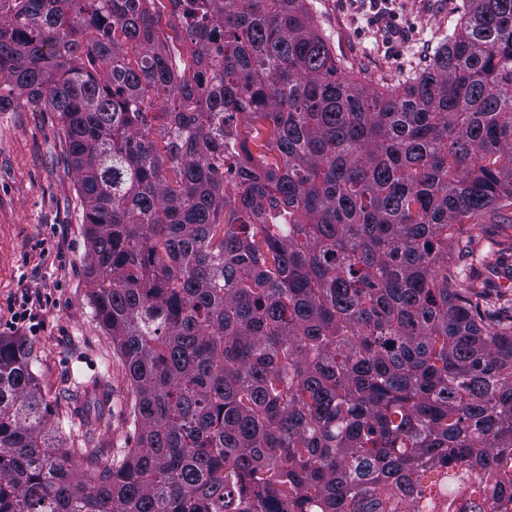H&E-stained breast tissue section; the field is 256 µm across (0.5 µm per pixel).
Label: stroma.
<instances>
[{"mask_svg": "<svg viewBox=\"0 0 512 512\" xmlns=\"http://www.w3.org/2000/svg\"><path fill=\"white\" fill-rule=\"evenodd\" d=\"M463 0H388L391 17L372 21L364 0H309L319 34L337 64L361 84L394 86L425 67L450 33ZM87 227L65 160L62 123L42 105L20 102L0 112V336L17 335L34 348L33 370L62 411V436L76 420L75 385L107 376L119 404L101 426L102 447L133 443L128 420L129 382L112 338L98 323L84 267ZM49 302L36 331L5 325L24 289Z\"/></svg>", "mask_w": 512, "mask_h": 512, "instance_id": "obj_1", "label": "stroma"}]
</instances>
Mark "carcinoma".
I'll return each mask as SVG.
<instances>
[{"label":"carcinoma","instance_id":"obj_1","mask_svg":"<svg viewBox=\"0 0 512 512\" xmlns=\"http://www.w3.org/2000/svg\"><path fill=\"white\" fill-rule=\"evenodd\" d=\"M166 2L173 38L161 0H0V112L63 124L134 426L92 474L112 389L67 448L0 339V512H512L506 249L473 224L512 206V0L386 88L308 0Z\"/></svg>","mask_w":512,"mask_h":512}]
</instances>
